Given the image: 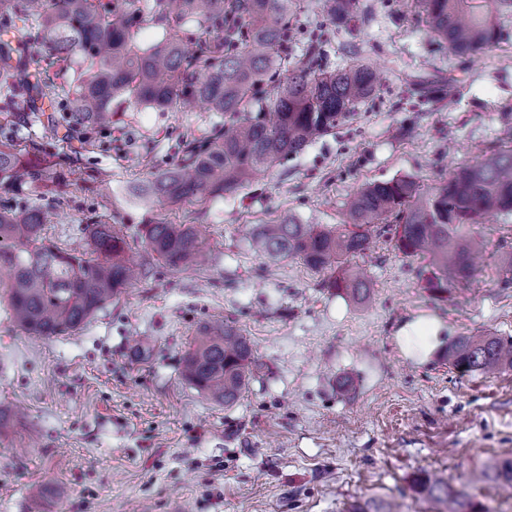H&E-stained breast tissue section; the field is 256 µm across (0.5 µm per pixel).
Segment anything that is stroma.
Returning <instances> with one entry per match:
<instances>
[{
  "label": "stroma",
  "mask_w": 512,
  "mask_h": 512,
  "mask_svg": "<svg viewBox=\"0 0 512 512\" xmlns=\"http://www.w3.org/2000/svg\"><path fill=\"white\" fill-rule=\"evenodd\" d=\"M349 27L304 0L292 26L322 29L329 68L355 60L381 74L374 100L257 184L207 203L146 210L127 191L174 161L177 140L207 132L215 112L130 106L112 135L136 130L150 154L84 151L90 173L109 172L111 197L71 175L30 193L48 214L46 239L70 250L91 224L120 225L132 262L144 227L193 224L210 253L203 266L151 262L120 299L78 333L49 340L19 329L0 289V399L17 413L0 433V512H347L355 501L397 512H434L419 483L440 476L489 512H512V493L471 484L473 470L512 455V368L459 373L448 346L459 336L512 337V214L472 227L481 241L475 279L437 298L423 259L374 236L360 259L374 283L361 307L296 258L256 255L249 232L291 215L343 224L347 196L397 176L429 189L481 158L512 123V13L497 47L460 58L438 45L400 0H358ZM451 81L452 99L428 103L419 80ZM229 320L257 361L241 398L224 406L179 374L196 328ZM66 484L70 495L54 489Z\"/></svg>",
  "instance_id": "obj_1"
}]
</instances>
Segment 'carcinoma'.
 Listing matches in <instances>:
<instances>
[{
	"label": "carcinoma",
	"mask_w": 512,
	"mask_h": 512,
	"mask_svg": "<svg viewBox=\"0 0 512 512\" xmlns=\"http://www.w3.org/2000/svg\"><path fill=\"white\" fill-rule=\"evenodd\" d=\"M431 37L459 56L485 52L502 38L499 13L512 0H413ZM333 22L354 18L357 0H322ZM297 0H0V112H39L65 137L112 128V112L148 106L167 112L197 105L224 113L209 134L180 140L177 160L136 188L145 205L210 199L259 181L283 159L332 133L356 106L374 97L380 74L357 61L328 70L320 40L293 55L290 18ZM171 27L141 48L136 34L147 17ZM192 22L209 39L188 50L180 26ZM291 66L285 77L281 71ZM19 130L0 125V286L10 319L31 336L52 338L85 326L131 285L127 243L114 224H92L70 251L45 242L47 214L24 201L27 191L66 185L71 167L33 162L15 146ZM512 212V126L483 158L458 168L430 190L409 177L360 186L345 202V225L302 224L285 216L259 224L253 250L270 259L297 258L330 273L328 285L367 306L373 284L351 260L372 248V228L392 231L394 250L427 261L425 287L435 294L470 282L478 242L467 230L491 213ZM145 250L174 269L206 256L190 224L145 225ZM255 354L250 338L230 322L197 328L181 375L201 395L230 405L246 388ZM448 364L491 374L512 366V340L490 333L458 336ZM474 484L512 486V457L473 474ZM422 491L439 512H488L466 493L430 477Z\"/></svg>",
	"instance_id": "cac0c4a2"
}]
</instances>
